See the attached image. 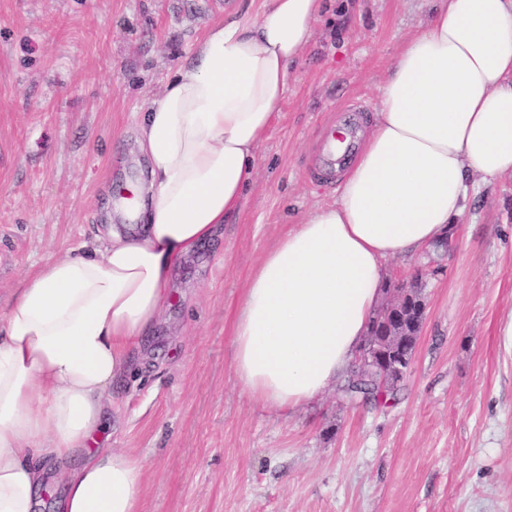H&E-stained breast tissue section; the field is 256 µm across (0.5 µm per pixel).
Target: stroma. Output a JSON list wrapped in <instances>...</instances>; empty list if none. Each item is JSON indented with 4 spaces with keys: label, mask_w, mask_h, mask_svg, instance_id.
Wrapping results in <instances>:
<instances>
[{
    "label": "stroma",
    "mask_w": 512,
    "mask_h": 512,
    "mask_svg": "<svg viewBox=\"0 0 512 512\" xmlns=\"http://www.w3.org/2000/svg\"><path fill=\"white\" fill-rule=\"evenodd\" d=\"M258 0H0V310L51 257L93 243L146 167L137 112L215 24ZM432 0H327L289 69L224 234L175 269L150 352L115 385L108 442L144 461L141 512H512V175L467 202L428 276L414 361L381 405L334 383L283 412L233 371L240 297L265 251L338 179L324 135L373 111Z\"/></svg>",
    "instance_id": "stroma-1"
}]
</instances>
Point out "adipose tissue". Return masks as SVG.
Wrapping results in <instances>:
<instances>
[{"label": "adipose tissue", "instance_id": "obj_1", "mask_svg": "<svg viewBox=\"0 0 512 512\" xmlns=\"http://www.w3.org/2000/svg\"><path fill=\"white\" fill-rule=\"evenodd\" d=\"M378 87L334 203L252 270L233 336L250 396L296 410L355 360L384 279L458 226L480 185L512 173V0H434ZM322 0H265L212 26L140 112L148 181L101 246L45 261L0 311V512H139L143 463L101 446L106 393L132 374L174 268L240 212L262 135ZM81 463L49 479L50 463Z\"/></svg>", "mask_w": 512, "mask_h": 512}]
</instances>
